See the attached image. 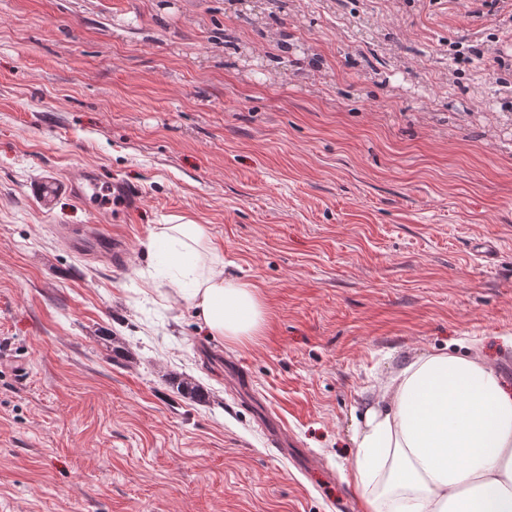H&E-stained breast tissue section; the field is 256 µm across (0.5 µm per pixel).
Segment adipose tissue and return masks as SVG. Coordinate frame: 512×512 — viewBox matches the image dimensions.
<instances>
[{
    "instance_id": "1",
    "label": "adipose tissue",
    "mask_w": 512,
    "mask_h": 512,
    "mask_svg": "<svg viewBox=\"0 0 512 512\" xmlns=\"http://www.w3.org/2000/svg\"><path fill=\"white\" fill-rule=\"evenodd\" d=\"M148 249L208 336L253 339L254 288L224 275L202 224H161ZM354 436L364 512H512V387L477 353L416 355L379 387Z\"/></svg>"
}]
</instances>
